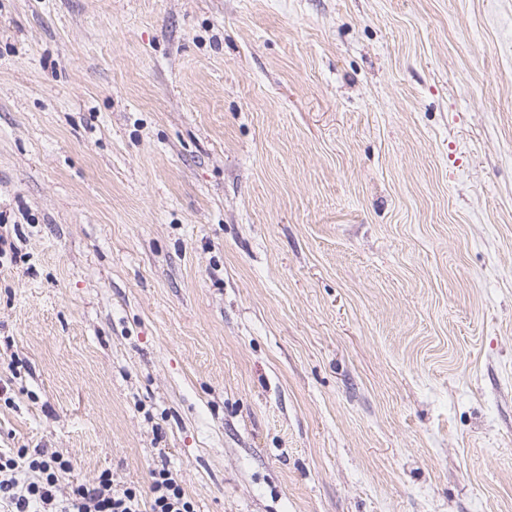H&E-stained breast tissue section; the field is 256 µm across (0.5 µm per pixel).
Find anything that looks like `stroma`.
I'll return each mask as SVG.
<instances>
[{
  "mask_svg": "<svg viewBox=\"0 0 512 512\" xmlns=\"http://www.w3.org/2000/svg\"><path fill=\"white\" fill-rule=\"evenodd\" d=\"M0 225V448L512 512V0H0Z\"/></svg>",
  "mask_w": 512,
  "mask_h": 512,
  "instance_id": "stroma-1",
  "label": "stroma"
}]
</instances>
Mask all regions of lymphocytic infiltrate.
<instances>
[{
	"label": "lymphocytic infiltrate",
	"instance_id": "obj_1",
	"mask_svg": "<svg viewBox=\"0 0 512 512\" xmlns=\"http://www.w3.org/2000/svg\"><path fill=\"white\" fill-rule=\"evenodd\" d=\"M71 470L70 460L44 448L0 451V505L7 512H196L178 474L168 468L152 470L144 492L104 472L95 483H75L59 495L60 481Z\"/></svg>",
	"mask_w": 512,
	"mask_h": 512
}]
</instances>
